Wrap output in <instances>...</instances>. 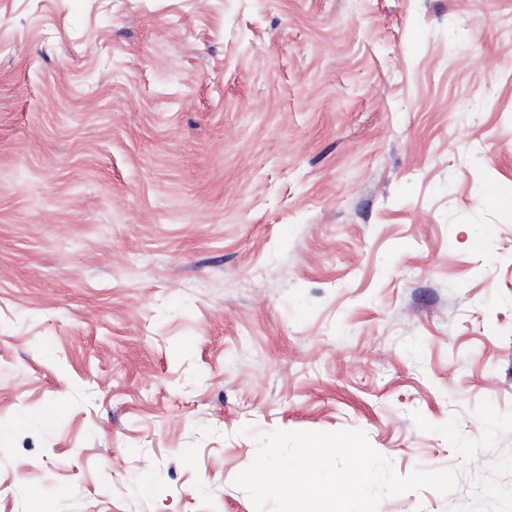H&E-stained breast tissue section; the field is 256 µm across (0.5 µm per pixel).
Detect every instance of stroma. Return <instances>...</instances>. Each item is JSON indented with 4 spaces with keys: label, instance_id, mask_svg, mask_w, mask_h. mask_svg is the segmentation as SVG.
I'll return each mask as SVG.
<instances>
[{
    "label": "stroma",
    "instance_id": "obj_1",
    "mask_svg": "<svg viewBox=\"0 0 512 512\" xmlns=\"http://www.w3.org/2000/svg\"><path fill=\"white\" fill-rule=\"evenodd\" d=\"M512 512V0H0V512Z\"/></svg>",
    "mask_w": 512,
    "mask_h": 512
}]
</instances>
